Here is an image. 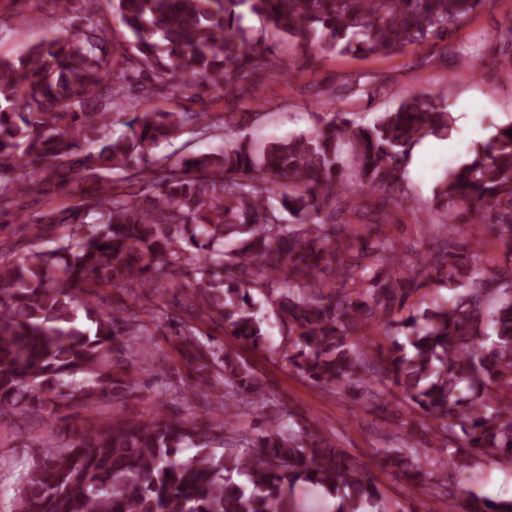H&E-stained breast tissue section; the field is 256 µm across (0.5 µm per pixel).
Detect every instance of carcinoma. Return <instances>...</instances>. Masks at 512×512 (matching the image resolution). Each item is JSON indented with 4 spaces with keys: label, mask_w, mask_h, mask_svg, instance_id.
<instances>
[{
    "label": "carcinoma",
    "mask_w": 512,
    "mask_h": 512,
    "mask_svg": "<svg viewBox=\"0 0 512 512\" xmlns=\"http://www.w3.org/2000/svg\"><path fill=\"white\" fill-rule=\"evenodd\" d=\"M129 34L139 75L114 73L95 18L0 58V212L30 192L68 206L0 238V414L34 405L49 436L14 512H303L309 486L338 498L329 512H390L382 493L317 423H296L249 362L202 326L254 351L270 325L278 357L325 393H351L381 413L406 406L407 440L382 463L414 480L429 434L440 439L433 484L450 512H512L511 499L457 501L448 466L512 461V125L445 170L423 231L434 254L402 253L381 228L401 199L411 148L453 129L445 98L393 93L382 73L351 72L332 89L399 103L368 124L316 113L306 133L259 150L234 128L257 112H140L123 101L167 87L244 95L261 73H282L275 48L309 56L385 58L446 41L493 0H107ZM258 18L259 29L244 25ZM222 140L175 159L154 148L188 126ZM98 143L84 152V143ZM485 224L507 250L480 273L451 238ZM375 226L372 238L359 236ZM451 295L406 301L432 280ZM120 291L105 306L102 289ZM168 337L181 377L155 372L156 397H215L222 426L163 413L136 421L70 423L68 411L116 407L152 370L151 336ZM380 336L377 341L374 336ZM271 408L252 432L236 409ZM185 448L196 452L185 460ZM223 452L218 454L216 449ZM243 476L239 483L234 476Z\"/></svg>",
    "instance_id": "obj_1"
}]
</instances>
